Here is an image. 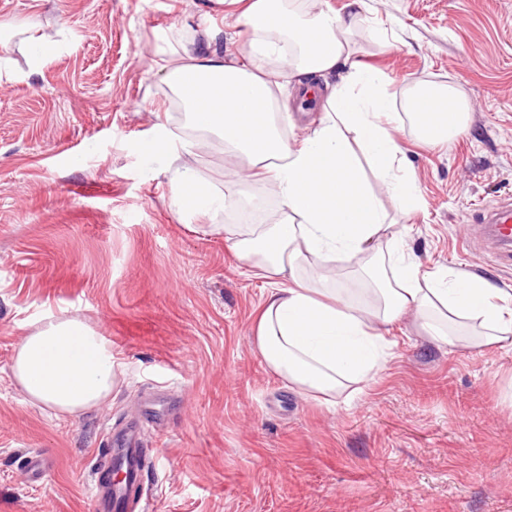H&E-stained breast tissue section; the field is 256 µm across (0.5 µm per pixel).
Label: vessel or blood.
<instances>
[{"label":"vessel or blood","instance_id":"1","mask_svg":"<svg viewBox=\"0 0 512 512\" xmlns=\"http://www.w3.org/2000/svg\"><path fill=\"white\" fill-rule=\"evenodd\" d=\"M490 220L496 242L512 241L511 209L493 213ZM163 415V409L149 408L139 421L126 424L119 433L108 436V443L119 446L122 455L116 459L108 453L98 461L89 485L93 512H133L136 506L133 493L142 484L147 458L143 436L147 429L160 426ZM116 464L123 472V479L118 483L112 480V467ZM52 465L51 454L41 450L28 457L23 473L28 481L38 482L48 476Z\"/></svg>","mask_w":512,"mask_h":512}]
</instances>
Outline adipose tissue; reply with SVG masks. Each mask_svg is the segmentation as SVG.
Wrapping results in <instances>:
<instances>
[{
    "instance_id": "ef3b65f1",
    "label": "adipose tissue",
    "mask_w": 512,
    "mask_h": 512,
    "mask_svg": "<svg viewBox=\"0 0 512 512\" xmlns=\"http://www.w3.org/2000/svg\"><path fill=\"white\" fill-rule=\"evenodd\" d=\"M240 19L254 35L246 52L213 49L208 34L196 52L160 59L197 137L184 141L161 125L139 150L163 159V173L180 188V211L215 217L228 205L195 167L213 135L236 178L263 177L277 196L276 222L232 229L236 258L279 279L253 326L266 367L297 393L332 402L381 370L393 328L409 313L419 332L444 345L512 347V293L453 271L421 277L392 233L381 193L404 210L418 209L420 200L413 179L399 172L387 80L353 62L342 18L324 0H309L300 13L286 0H252ZM337 72L340 84L328 85ZM295 77L316 90L321 116L294 146L278 114ZM406 107L425 143L468 128V102L454 86L412 88ZM367 166L377 184L366 179ZM342 257L357 259L364 299L302 274L305 265L325 268ZM11 373L31 402L75 416L111 400L112 343L79 317L49 314L18 345Z\"/></svg>"
}]
</instances>
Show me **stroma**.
Wrapping results in <instances>:
<instances>
[{"instance_id": "35a3bbf8", "label": "stroma", "mask_w": 512, "mask_h": 512, "mask_svg": "<svg viewBox=\"0 0 512 512\" xmlns=\"http://www.w3.org/2000/svg\"><path fill=\"white\" fill-rule=\"evenodd\" d=\"M327 0L356 60L395 102L417 83L459 87L467 131L395 137L421 201L382 203L421 273L462 271L512 292V262L474 240L485 209L512 201V0ZM231 0H0V512H91L89 475L109 428L169 394L150 431L145 512H512V348L448 347L411 319L374 380L326 406L273 375L252 327L269 283L235 258L223 229L175 205L140 142L158 125L193 133L157 61L192 35L246 48ZM31 28L63 48L28 66ZM213 140L202 177L231 197L224 225L270 223L263 181L235 182ZM79 317L112 342L122 376L107 404L70 417L31 403L10 366L47 314ZM51 451L43 483L26 454Z\"/></svg>"}]
</instances>
